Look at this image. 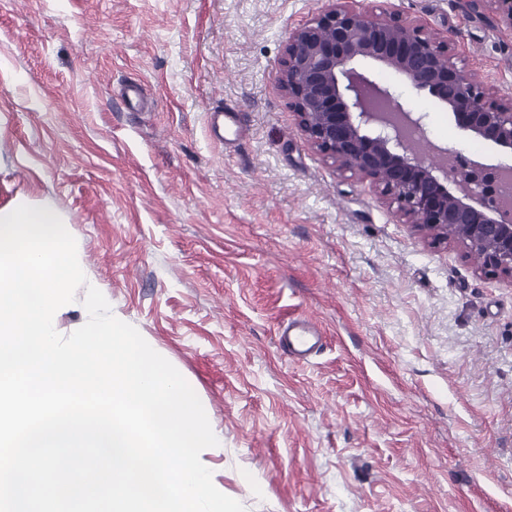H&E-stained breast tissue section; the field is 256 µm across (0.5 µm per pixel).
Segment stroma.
<instances>
[{
  "mask_svg": "<svg viewBox=\"0 0 512 512\" xmlns=\"http://www.w3.org/2000/svg\"><path fill=\"white\" fill-rule=\"evenodd\" d=\"M512 97V28L393 0ZM326 0H0V207L50 200L89 284L198 395L246 512H512V284L312 149L276 89ZM431 144L451 114L384 67ZM140 85L134 106L118 90ZM243 135L211 139L208 109ZM320 326L305 362L281 324Z\"/></svg>",
  "mask_w": 512,
  "mask_h": 512,
  "instance_id": "obj_1",
  "label": "stroma"
}]
</instances>
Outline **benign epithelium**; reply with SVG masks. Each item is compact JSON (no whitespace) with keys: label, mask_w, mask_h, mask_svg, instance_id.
Wrapping results in <instances>:
<instances>
[{"label":"benign epithelium","mask_w":512,"mask_h":512,"mask_svg":"<svg viewBox=\"0 0 512 512\" xmlns=\"http://www.w3.org/2000/svg\"><path fill=\"white\" fill-rule=\"evenodd\" d=\"M512 28V0H468ZM464 44L427 31L392 7L367 14L350 0H328L288 32L276 76L304 139L343 170L370 182L404 224L433 245L457 248L483 275L512 284V202L490 201L485 164L435 148L431 164L408 133L424 134V115L397 90L359 69L384 65L403 82L437 98L455 125L512 156V99L496 96L480 73L458 65Z\"/></svg>","instance_id":"obj_1"}]
</instances>
